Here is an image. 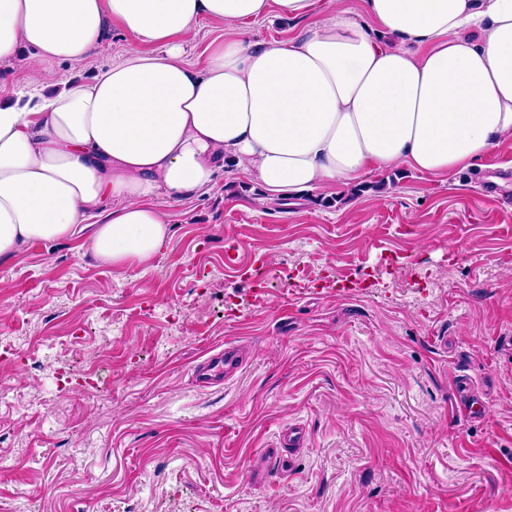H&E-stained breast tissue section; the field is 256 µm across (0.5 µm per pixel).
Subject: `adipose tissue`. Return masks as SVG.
I'll return each mask as SVG.
<instances>
[{
	"mask_svg": "<svg viewBox=\"0 0 512 512\" xmlns=\"http://www.w3.org/2000/svg\"><path fill=\"white\" fill-rule=\"evenodd\" d=\"M0 0V64L28 48L40 77L0 103V262L92 228L94 256L148 262L169 241L157 206L200 194L233 166L257 205L336 195L405 165L480 167L512 140V0ZM300 33L253 42L237 24L274 10ZM234 36L196 64L200 19ZM136 47L92 78L54 64ZM132 47H135V42L131 35L121 30L112 32L111 29L108 45L102 53L92 55L79 65L61 64L57 66V79L65 82L78 75L83 78L88 77Z\"/></svg>",
	"mask_w": 512,
	"mask_h": 512,
	"instance_id": "ef3b65f1",
	"label": "adipose tissue"
}]
</instances>
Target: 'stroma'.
<instances>
[{
  "label": "stroma",
  "instance_id": "35a3bbf8",
  "mask_svg": "<svg viewBox=\"0 0 512 512\" xmlns=\"http://www.w3.org/2000/svg\"><path fill=\"white\" fill-rule=\"evenodd\" d=\"M134 45L110 32L57 78ZM258 193L228 169L163 202L141 266L83 235L0 262V512H512V142L462 174ZM227 344L242 367L198 385ZM459 377L485 419L453 414ZM295 423L304 447L256 479Z\"/></svg>",
  "mask_w": 512,
  "mask_h": 512
}]
</instances>
